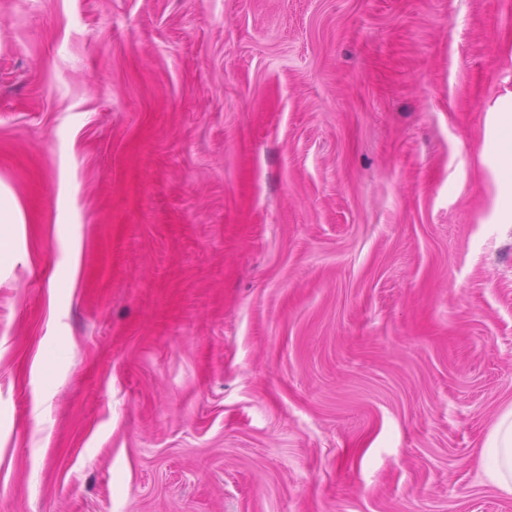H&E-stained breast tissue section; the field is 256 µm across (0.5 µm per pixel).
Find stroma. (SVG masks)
<instances>
[{
  "mask_svg": "<svg viewBox=\"0 0 512 512\" xmlns=\"http://www.w3.org/2000/svg\"><path fill=\"white\" fill-rule=\"evenodd\" d=\"M509 45L512 0H0V512H512ZM497 114V159L503 176L504 193L501 198L504 209L512 219V89L506 88L488 109ZM0 224L1 229L3 227L5 230L4 235L1 234L0 237V257L4 260L6 241L15 236L19 224H24V218L16 199L2 184L0 186ZM488 480L512 494V405L504 412L482 449Z\"/></svg>",
  "mask_w": 512,
  "mask_h": 512,
  "instance_id": "35a3bbf8",
  "label": "stroma"
}]
</instances>
